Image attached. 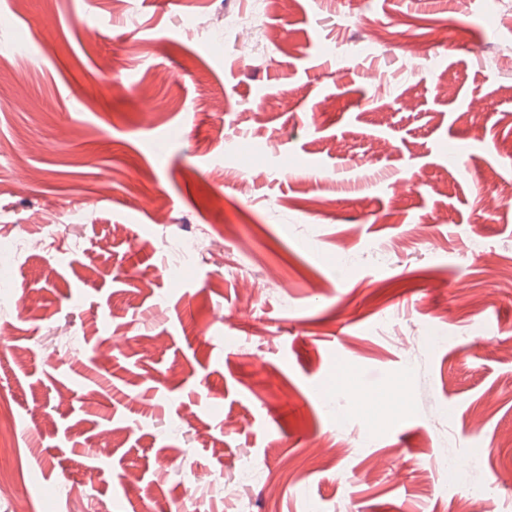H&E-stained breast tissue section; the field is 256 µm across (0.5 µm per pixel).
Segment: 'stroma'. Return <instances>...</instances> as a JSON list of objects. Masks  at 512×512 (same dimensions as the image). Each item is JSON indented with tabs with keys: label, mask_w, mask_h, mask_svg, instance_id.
Segmentation results:
<instances>
[{
	"label": "stroma",
	"mask_w": 512,
	"mask_h": 512,
	"mask_svg": "<svg viewBox=\"0 0 512 512\" xmlns=\"http://www.w3.org/2000/svg\"><path fill=\"white\" fill-rule=\"evenodd\" d=\"M0 75V467L33 512H459L512 469L504 0H0Z\"/></svg>",
	"instance_id": "35a3bbf8"
}]
</instances>
